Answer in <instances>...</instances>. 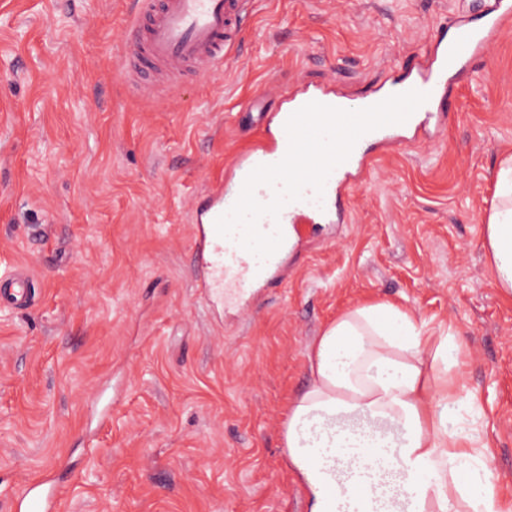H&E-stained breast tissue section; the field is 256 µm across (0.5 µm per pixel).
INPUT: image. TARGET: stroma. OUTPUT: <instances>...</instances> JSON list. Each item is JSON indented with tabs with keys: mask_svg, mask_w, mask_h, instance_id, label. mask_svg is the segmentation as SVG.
I'll list each match as a JSON object with an SVG mask.
<instances>
[{
	"mask_svg": "<svg viewBox=\"0 0 512 512\" xmlns=\"http://www.w3.org/2000/svg\"><path fill=\"white\" fill-rule=\"evenodd\" d=\"M134 0H0V512L58 461L66 512H308L282 439L322 327L388 301L467 345L462 382L512 502V299L484 248L512 156V33L452 80L429 143L382 155L348 223L309 225L282 286L212 312L189 214L257 137L240 114L300 81L368 95L457 0H255L222 70L153 102L119 73ZM0 298L27 307L30 302L29 279L20 275L5 283L0 280Z\"/></svg>",
	"mask_w": 512,
	"mask_h": 512,
	"instance_id": "obj_1",
	"label": "stroma"
}]
</instances>
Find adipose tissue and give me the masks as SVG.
Masks as SVG:
<instances>
[{"label":"adipose tissue","instance_id":"ef3b65f1","mask_svg":"<svg viewBox=\"0 0 512 512\" xmlns=\"http://www.w3.org/2000/svg\"><path fill=\"white\" fill-rule=\"evenodd\" d=\"M496 198L484 247L498 287L512 296V160L499 171ZM466 356L453 332L428 334L425 320L387 302L326 324L283 430L310 512H512L478 467L492 448L456 416L475 402L457 373Z\"/></svg>","mask_w":512,"mask_h":512}]
</instances>
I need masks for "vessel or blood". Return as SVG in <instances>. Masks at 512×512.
Listing matches in <instances>:
<instances>
[{"instance_id": "obj_1", "label": "vessel or blood", "mask_w": 512, "mask_h": 512, "mask_svg": "<svg viewBox=\"0 0 512 512\" xmlns=\"http://www.w3.org/2000/svg\"><path fill=\"white\" fill-rule=\"evenodd\" d=\"M246 0H136L132 26L136 38L121 60L123 75H134L149 84H164L184 75L201 80L224 64V50L235 37L245 13ZM512 26V0H488L481 25L455 22L449 38L439 40L418 70L390 84L387 95L411 90L425 93L426 101L401 124L384 126L364 134L348 159L329 175L323 193L304 188L301 200L287 203L278 217H262L259 228L270 234L283 229L279 249L260 259L241 247L237 238L218 234L215 222L237 201L249 173L260 165L279 162L287 153L285 124L309 102L316 101L344 110L372 106L368 97L340 96L321 84H304L283 91L273 110L259 113L262 131L258 142L234 157L223 182L210 187L195 203L191 222L194 236L193 269L198 286L208 297L242 304L249 300L254 284L278 283L288 254L299 240L287 234L295 224H344L349 216L345 202L371 173L370 155L419 143L429 135L431 118L450 112L448 81L460 74L471 60L488 54L504 28ZM0 298L20 306L30 302V284L20 275L0 282ZM59 493L46 479L30 483L17 502V512H57Z\"/></svg>"}]
</instances>
